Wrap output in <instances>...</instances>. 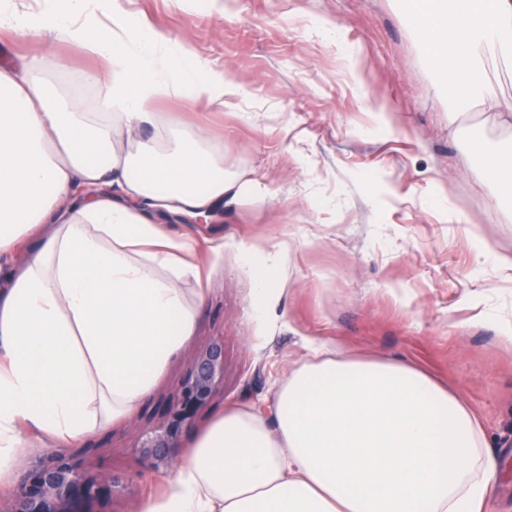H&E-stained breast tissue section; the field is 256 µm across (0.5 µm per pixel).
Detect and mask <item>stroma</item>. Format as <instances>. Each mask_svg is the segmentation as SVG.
<instances>
[{
	"label": "stroma",
	"instance_id": "1",
	"mask_svg": "<svg viewBox=\"0 0 512 512\" xmlns=\"http://www.w3.org/2000/svg\"><path fill=\"white\" fill-rule=\"evenodd\" d=\"M157 29L224 70L243 96L223 106L163 99L160 123L191 115L224 147L225 168L266 190L225 206L219 223L187 220L205 300L192 337L129 417L66 444L23 430L18 461L0 473L8 508L19 463L47 450L80 453L94 473L121 472L128 488L107 512H139L162 497L169 470L146 469L135 448L160 422L197 352L224 343V390L199 415L184 446L225 410L271 418L278 384L312 348L415 363L458 391L493 441L498 476L484 512H512V195L497 194L469 146L478 125L489 148L506 136L479 109L448 132V95L407 17L410 0H126ZM342 27L356 50L343 56L315 26ZM39 55L41 77L97 112L87 80L101 60L60 38L0 33V65ZM464 211L469 223L455 219ZM257 254L246 264L242 243ZM281 254L275 269L270 255ZM280 294L254 311L258 276Z\"/></svg>",
	"mask_w": 512,
	"mask_h": 512
}]
</instances>
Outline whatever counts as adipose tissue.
I'll list each match as a JSON object with an SVG mask.
<instances>
[{
    "label": "adipose tissue",
    "mask_w": 512,
    "mask_h": 512,
    "mask_svg": "<svg viewBox=\"0 0 512 512\" xmlns=\"http://www.w3.org/2000/svg\"><path fill=\"white\" fill-rule=\"evenodd\" d=\"M419 0L413 23L455 88L449 125L479 107L512 136V0ZM0 29L77 43L106 67L112 99L94 119L42 83L38 59L0 67V254L28 240L0 289V463L23 445L21 424L75 440L129 416L192 336L204 291L189 240L160 223L221 216L259 194L225 169L203 129L155 126V105L211 106L237 94L223 71L122 0H0ZM107 194L83 198L87 187ZM275 426L233 408L181 459L167 496L141 512H482L495 481L493 445L473 410L410 362L315 353L276 392Z\"/></svg>",
    "instance_id": "obj_1"
}]
</instances>
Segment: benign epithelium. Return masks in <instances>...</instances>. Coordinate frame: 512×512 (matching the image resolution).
<instances>
[{"label": "benign epithelium", "instance_id": "obj_1", "mask_svg": "<svg viewBox=\"0 0 512 512\" xmlns=\"http://www.w3.org/2000/svg\"><path fill=\"white\" fill-rule=\"evenodd\" d=\"M222 385L224 343L213 341L189 363L164 408L163 420L141 434L137 447L141 459L158 470L179 457L183 433L210 405ZM126 487L127 478L121 474L91 475L75 456L51 451L29 458L22 466L7 512H101V507Z\"/></svg>", "mask_w": 512, "mask_h": 512}]
</instances>
